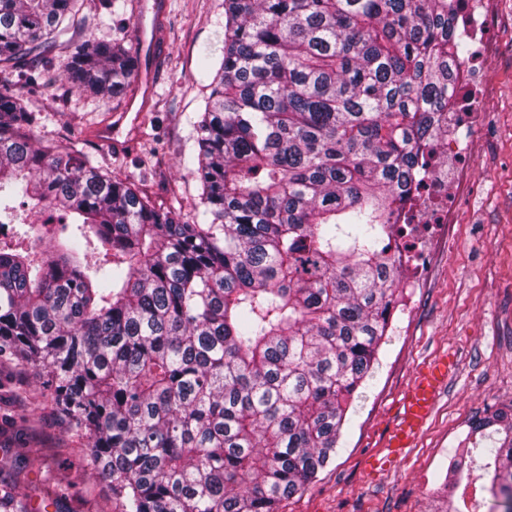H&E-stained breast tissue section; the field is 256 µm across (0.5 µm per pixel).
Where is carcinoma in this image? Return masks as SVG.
<instances>
[{
	"label": "carcinoma",
	"mask_w": 512,
	"mask_h": 512,
	"mask_svg": "<svg viewBox=\"0 0 512 512\" xmlns=\"http://www.w3.org/2000/svg\"><path fill=\"white\" fill-rule=\"evenodd\" d=\"M78 2L0 0V212L73 225L0 240V359L39 369L122 512H276L330 466L375 377L392 219L422 149L448 152L433 119L468 53L459 0H224L191 222L71 142L36 145L30 68L58 62L101 99L134 85L120 41L59 57ZM470 431L512 512V417Z\"/></svg>",
	"instance_id": "cac0c4a2"
}]
</instances>
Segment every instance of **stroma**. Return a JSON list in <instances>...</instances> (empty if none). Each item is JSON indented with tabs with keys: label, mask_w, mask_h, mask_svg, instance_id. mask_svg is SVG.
Returning a JSON list of instances; mask_svg holds the SVG:
<instances>
[{
	"label": "stroma",
	"mask_w": 512,
	"mask_h": 512,
	"mask_svg": "<svg viewBox=\"0 0 512 512\" xmlns=\"http://www.w3.org/2000/svg\"><path fill=\"white\" fill-rule=\"evenodd\" d=\"M153 0H84L70 22L73 40L133 41L136 31L156 37L161 78L136 144L128 153L107 152L92 135L121 109L124 98L104 101L67 92L59 67L42 71L27 87L35 141L68 139L93 165L133 178L156 204L192 217L201 192L193 172L197 120L210 93L202 55L221 60L224 0H168L156 20ZM496 51L478 71L485 88L475 122L477 141L463 167L468 190L455 197L458 220L451 243L439 250L403 332L388 337L366 398L350 412L332 464L308 488L283 500L278 512H436L440 478L465 438L468 422L487 410L512 406V9L503 8L489 31ZM450 351L457 356L448 383L414 448L395 469L370 472V455L383 446L400 391L422 360ZM41 391L27 365L0 366V488L16 489L34 512H121L109 485L83 472L84 440L71 436L51 404L38 411L34 432L12 419ZM34 436L50 448L48 459L16 456Z\"/></svg>",
	"instance_id": "35a3bbf8"
}]
</instances>
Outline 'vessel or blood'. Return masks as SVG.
<instances>
[{"label": "vessel or blood", "mask_w": 512, "mask_h": 512, "mask_svg": "<svg viewBox=\"0 0 512 512\" xmlns=\"http://www.w3.org/2000/svg\"><path fill=\"white\" fill-rule=\"evenodd\" d=\"M454 370L455 359L449 354L436 356L417 368L413 381L401 394L382 450L370 459L373 470H390L404 459L407 448L412 447L431 416Z\"/></svg>", "instance_id": "vessel-or-blood-1"}]
</instances>
